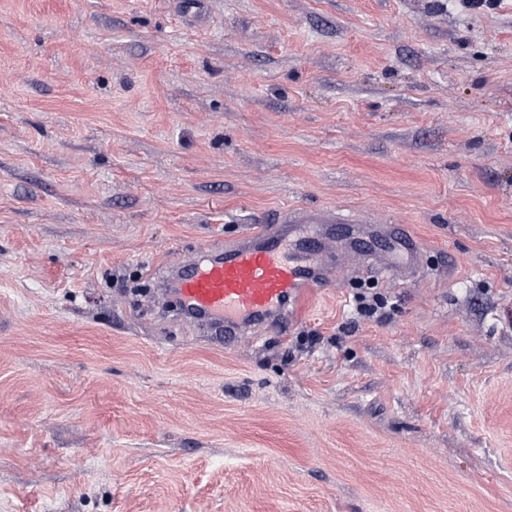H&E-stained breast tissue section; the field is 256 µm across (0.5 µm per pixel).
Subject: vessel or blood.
Listing matches in <instances>:
<instances>
[{
    "instance_id": "vessel-or-blood-1",
    "label": "vessel or blood",
    "mask_w": 512,
    "mask_h": 512,
    "mask_svg": "<svg viewBox=\"0 0 512 512\" xmlns=\"http://www.w3.org/2000/svg\"><path fill=\"white\" fill-rule=\"evenodd\" d=\"M339 223L347 224L350 238H360L359 219L302 208L277 212L237 239L205 246L203 259L183 260L166 272L184 317L195 321L201 334L228 343L272 326L287 334L311 290L338 287L341 271L356 267L351 258L325 256L299 239L307 227ZM366 247L383 251L399 278L416 279L423 272L420 247L409 232L385 230Z\"/></svg>"
}]
</instances>
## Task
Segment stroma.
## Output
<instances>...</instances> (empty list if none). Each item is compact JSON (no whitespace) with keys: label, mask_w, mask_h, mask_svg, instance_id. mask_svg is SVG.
I'll return each instance as SVG.
<instances>
[{"label":"stroma","mask_w":512,"mask_h":512,"mask_svg":"<svg viewBox=\"0 0 512 512\" xmlns=\"http://www.w3.org/2000/svg\"><path fill=\"white\" fill-rule=\"evenodd\" d=\"M307 207L427 275L155 308ZM0 512H512V0H0ZM362 248L383 251L390 270L399 278L417 279L423 272L420 247L416 239L401 228H387L381 236L363 243Z\"/></svg>","instance_id":"stroma-1"}]
</instances>
